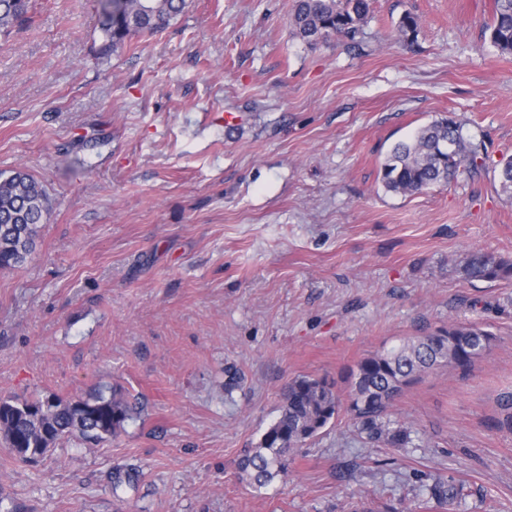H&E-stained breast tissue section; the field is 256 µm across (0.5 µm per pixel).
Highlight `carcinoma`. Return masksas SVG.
<instances>
[{
	"mask_svg": "<svg viewBox=\"0 0 512 512\" xmlns=\"http://www.w3.org/2000/svg\"><path fill=\"white\" fill-rule=\"evenodd\" d=\"M98 6L102 51L109 53L135 37L166 29L184 11L186 0H98ZM29 9L30 0H0V33L23 21ZM369 12V0H295L289 26L294 36L311 44L333 37L353 40ZM418 26V16L406 13L399 19L397 30L408 39ZM486 31L498 52L512 54V0H494ZM443 141L452 144L447 155L439 149ZM483 166L484 159L463 137L461 123L448 115L421 127L411 141L396 143L382 163L381 181L389 191L416 194ZM48 211L46 191L32 174L24 169L0 172V270L27 262ZM461 270L468 279L511 280L512 259L473 250ZM495 343L494 334L478 325L454 323L406 338L360 360L350 370L344 401L335 382L327 377L299 376L282 391L278 418L257 447L244 451L238 469L250 484L259 487L285 477L298 450L342 410L368 439L404 448L410 433L401 425H392L394 400L437 368H470L489 354ZM132 413L125 394L116 389L108 396L98 393L88 398L63 399L52 394L25 400L1 397L0 443L12 459L34 463L64 440L76 438L94 444L117 435Z\"/></svg>",
	"mask_w": 512,
	"mask_h": 512,
	"instance_id": "obj_1",
	"label": "carcinoma"
}]
</instances>
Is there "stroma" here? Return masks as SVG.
Masks as SVG:
<instances>
[{
    "label": "stroma",
    "mask_w": 512,
    "mask_h": 512,
    "mask_svg": "<svg viewBox=\"0 0 512 512\" xmlns=\"http://www.w3.org/2000/svg\"><path fill=\"white\" fill-rule=\"evenodd\" d=\"M295 0H189L162 33L100 55L96 0H31L0 34V171L50 198L37 251L0 271V396L120 389L137 412L97 445L34 464L0 447V512H512V280H471L473 250L512 258V56L494 0H370L355 39L305 43ZM407 12L420 26L398 40ZM454 116L486 166L387 191L396 142ZM451 322L497 338L435 370L371 444L340 413L286 478L237 463L292 379L347 395L363 358ZM138 474L113 490L116 470ZM485 29L498 52L512 54V0H494L493 16Z\"/></svg>",
    "instance_id": "35a3bbf8"
}]
</instances>
